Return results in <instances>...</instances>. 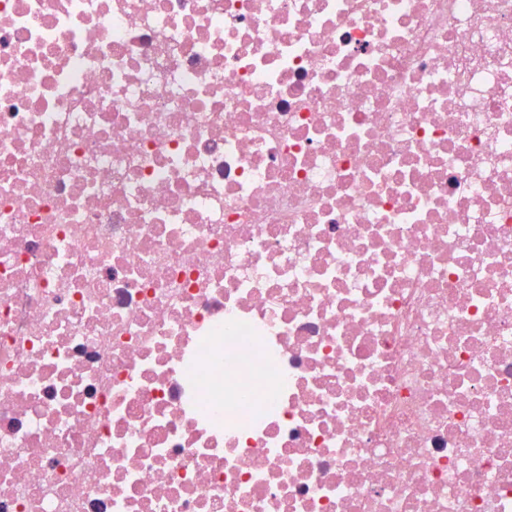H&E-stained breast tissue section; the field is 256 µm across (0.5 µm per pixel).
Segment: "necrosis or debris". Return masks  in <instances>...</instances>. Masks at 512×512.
Wrapping results in <instances>:
<instances>
[{"label":"necrosis or debris","instance_id":"necrosis-or-debris-1","mask_svg":"<svg viewBox=\"0 0 512 512\" xmlns=\"http://www.w3.org/2000/svg\"><path fill=\"white\" fill-rule=\"evenodd\" d=\"M0 512H512V0H0Z\"/></svg>","mask_w":512,"mask_h":512}]
</instances>
